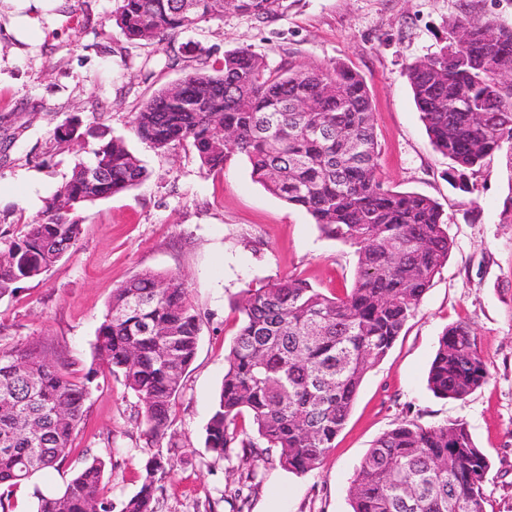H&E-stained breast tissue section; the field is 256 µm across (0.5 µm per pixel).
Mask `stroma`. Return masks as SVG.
<instances>
[{
  "instance_id": "stroma-1",
  "label": "stroma",
  "mask_w": 512,
  "mask_h": 512,
  "mask_svg": "<svg viewBox=\"0 0 512 512\" xmlns=\"http://www.w3.org/2000/svg\"><path fill=\"white\" fill-rule=\"evenodd\" d=\"M119 0H59L42 18V39L18 41L12 8L0 0V184L36 185L35 203L0 196V233H18L81 162L90 146L56 147L53 129L100 113L113 136L143 160L147 177L133 189L80 209L83 234L42 279L0 300V347L30 346L72 362H92L95 331L116 288L151 271L180 277L202 315L194 361L172 409L169 455L188 456L158 493L159 512H349L347 491L374 441L403 420L466 423L491 463L486 512H512V168L489 160L464 194L448 181L451 162L437 152L413 101L406 68L448 42L456 0H280L260 19L225 11L183 30L170 44H133L112 16ZM249 48L269 68L291 63L346 65L373 100L385 185L437 200L453 241L413 318L365 376L343 430L323 464L302 475L263 464L239 498L236 461H217L204 446L229 345L240 325L241 293L299 276L325 293L352 286L354 247L324 237L312 217L266 191L245 158L206 171L187 148L158 153L139 141L131 118L156 91L194 69ZM467 323L490 379L463 400L436 397L427 376L446 326ZM77 452L53 482L69 478L79 450L111 454L101 493L113 506L134 494L155 448L147 444L142 404L121 379L92 384Z\"/></svg>"
}]
</instances>
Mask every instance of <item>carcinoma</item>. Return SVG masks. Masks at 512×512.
Masks as SVG:
<instances>
[{"mask_svg": "<svg viewBox=\"0 0 512 512\" xmlns=\"http://www.w3.org/2000/svg\"><path fill=\"white\" fill-rule=\"evenodd\" d=\"M448 30L466 31L461 57L448 47L407 67L415 105L435 150L453 161L451 176L471 192L468 176L506 152L512 168V24L458 0ZM121 0L114 20L130 42L172 40L198 20L219 18L211 0ZM308 98L310 112L291 102ZM135 136L157 152L188 146L201 165L221 171L234 155L271 194L304 209L327 238L356 249L353 284L327 295L288 276L249 288L236 302L242 315L224 382L206 426L205 448L232 456L245 480L271 456L303 474L323 463L344 428L367 371L382 360L412 318L453 243L435 200L388 188L379 176L372 100L351 69L290 65L271 71L247 48L224 53L184 78L181 96L153 94L132 119ZM80 137L54 129L57 145L97 140L93 161L77 164L42 214L12 237L0 236V299L68 254L82 233L77 211L127 191L147 177L124 139L93 118ZM202 318L184 283L154 272L112 290L93 344V363L122 378L143 408L144 435L167 434L171 411L195 358ZM97 370L76 377L56 355L0 347V512L4 494L32 487L33 512H113L101 497L107 461L85 454L60 484L41 477L74 451ZM489 380L471 328H445L428 373L440 398L463 400ZM248 414L258 439L241 437ZM174 461L157 451L141 485L120 512H158L156 492ZM490 468L463 422L425 426L405 420L378 437L360 461L348 491L351 512H486Z\"/></svg>", "mask_w": 512, "mask_h": 512, "instance_id": "carcinoma-1", "label": "carcinoma"}]
</instances>
